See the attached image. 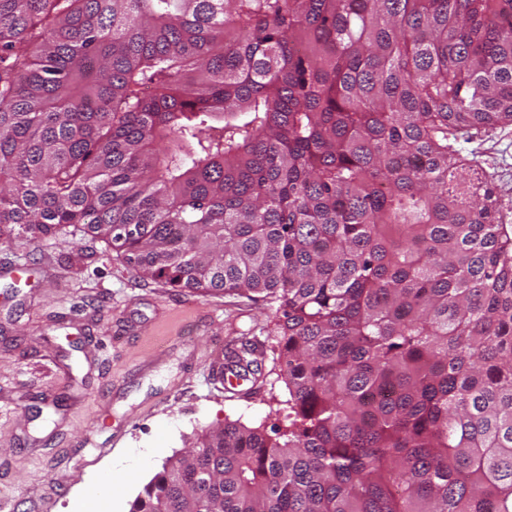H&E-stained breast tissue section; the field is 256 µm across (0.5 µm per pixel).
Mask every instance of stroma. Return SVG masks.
Masks as SVG:
<instances>
[{
	"instance_id": "obj_1",
	"label": "stroma",
	"mask_w": 512,
	"mask_h": 512,
	"mask_svg": "<svg viewBox=\"0 0 512 512\" xmlns=\"http://www.w3.org/2000/svg\"><path fill=\"white\" fill-rule=\"evenodd\" d=\"M484 150L496 204L512 212V128ZM274 323L260 301L141 280L99 240L0 244V512H129L203 430L285 426ZM239 360L251 364L247 379L225 386ZM132 451L148 456L139 474L78 499L88 475Z\"/></svg>"
}]
</instances>
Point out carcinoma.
I'll return each mask as SVG.
<instances>
[{
	"instance_id": "carcinoma-1",
	"label": "carcinoma",
	"mask_w": 512,
	"mask_h": 512,
	"mask_svg": "<svg viewBox=\"0 0 512 512\" xmlns=\"http://www.w3.org/2000/svg\"><path fill=\"white\" fill-rule=\"evenodd\" d=\"M512 0H0V243L275 308L288 427L129 512H512ZM496 172L495 199L503 210L511 211L512 218V127L483 146Z\"/></svg>"
}]
</instances>
